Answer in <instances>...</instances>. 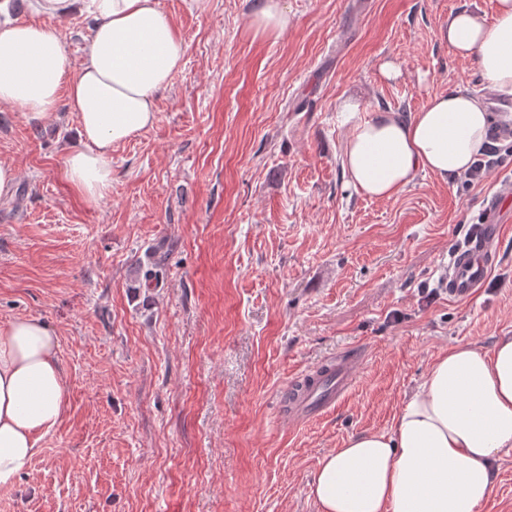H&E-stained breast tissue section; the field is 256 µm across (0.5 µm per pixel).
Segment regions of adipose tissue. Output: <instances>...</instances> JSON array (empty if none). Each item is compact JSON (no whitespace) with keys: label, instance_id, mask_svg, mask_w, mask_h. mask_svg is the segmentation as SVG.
Masks as SVG:
<instances>
[{"label":"adipose tissue","instance_id":"ef3b65f1","mask_svg":"<svg viewBox=\"0 0 512 512\" xmlns=\"http://www.w3.org/2000/svg\"><path fill=\"white\" fill-rule=\"evenodd\" d=\"M84 6L93 23L81 60L52 21ZM31 21L0 23V106L43 123L59 108L77 119L80 145L65 158L69 182L90 201L112 188V149L152 127L156 99L183 65L184 39L159 0H33ZM454 54L474 58L489 89L512 95V0L493 20L448 16ZM487 103L457 87L418 111L355 118L342 165L372 199L403 192L418 173L464 175L485 143ZM59 339L46 322L0 328V487L14 483L41 434L62 421L68 380ZM512 449V335L490 350L457 345L439 355L389 432L348 438L321 462L312 493L321 512H478L495 463Z\"/></svg>","mask_w":512,"mask_h":512}]
</instances>
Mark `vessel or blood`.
Listing matches in <instances>:
<instances>
[{
  "label": "vessel or blood",
  "instance_id": "b4317fda",
  "mask_svg": "<svg viewBox=\"0 0 512 512\" xmlns=\"http://www.w3.org/2000/svg\"><path fill=\"white\" fill-rule=\"evenodd\" d=\"M490 110L495 118L492 134L495 138H512V98L492 96ZM512 208V186H504L488 198L481 213V223L470 236L465 247L448 258V276L445 286L449 297L468 299L486 282L494 263L493 246L497 243L501 224L507 223V211ZM331 387L320 398L303 397L300 410L304 414H318L332 406L343 395L350 383L348 364L328 369Z\"/></svg>",
  "mask_w": 512,
  "mask_h": 512
}]
</instances>
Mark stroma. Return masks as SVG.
<instances>
[{"label":"stroma","instance_id":"1","mask_svg":"<svg viewBox=\"0 0 512 512\" xmlns=\"http://www.w3.org/2000/svg\"><path fill=\"white\" fill-rule=\"evenodd\" d=\"M159 2L185 63L153 127L113 149L96 203L64 177L75 116L0 107L17 172L0 196V327L48 323L69 382L0 512H320L326 455L389 432L440 352L512 334V223L471 299L443 286L512 156L470 187L422 173L390 200L341 168L344 105L486 92L443 31L459 9L493 18L495 0H283L288 28L257 39L254 0ZM351 357L335 406L287 404L284 386Z\"/></svg>","mask_w":512,"mask_h":512}]
</instances>
